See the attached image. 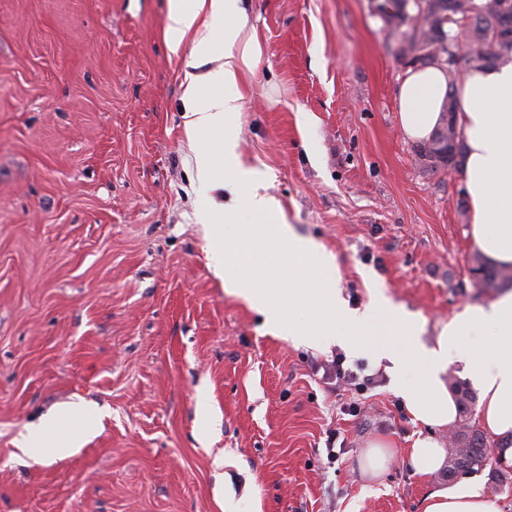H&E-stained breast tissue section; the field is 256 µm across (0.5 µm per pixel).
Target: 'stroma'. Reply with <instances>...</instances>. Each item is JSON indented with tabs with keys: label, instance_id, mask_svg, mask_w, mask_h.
<instances>
[{
	"label": "stroma",
	"instance_id": "obj_1",
	"mask_svg": "<svg viewBox=\"0 0 512 512\" xmlns=\"http://www.w3.org/2000/svg\"><path fill=\"white\" fill-rule=\"evenodd\" d=\"M375 6L250 0L260 53L230 88L238 151L295 233L335 255L348 306L385 301L431 344L489 296L467 272L462 176L422 172L401 128L407 69ZM165 10L0 0V512H224L228 494L240 512H423L437 484L408 451L426 429L393 377L360 396L326 384L338 346L270 333L215 276L200 211L222 204L234 233L251 218L196 178ZM78 403L101 416L82 448L21 452ZM378 438L395 456L372 477Z\"/></svg>",
	"mask_w": 512,
	"mask_h": 512
}]
</instances>
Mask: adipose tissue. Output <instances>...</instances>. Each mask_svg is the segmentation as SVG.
Segmentation results:
<instances>
[{
  "instance_id": "1",
  "label": "adipose tissue",
  "mask_w": 512,
  "mask_h": 512,
  "mask_svg": "<svg viewBox=\"0 0 512 512\" xmlns=\"http://www.w3.org/2000/svg\"><path fill=\"white\" fill-rule=\"evenodd\" d=\"M250 21L246 0H167L165 25L179 53L183 39L192 49L187 62L193 73L183 94L185 131L203 142L195 157L200 183L215 187L232 183L241 193L253 222L245 233L228 237L210 211L199 221L206 227L214 269L227 293L259 306L276 305V328L286 329L294 341L317 347L323 339H337L351 347L365 344L368 328L382 323L380 313L348 309L340 298L333 255L313 240L297 235L287 224L279 202L261 193L258 176L244 165L237 152L239 97L225 89L237 80L240 65L250 64L258 51L255 40H241ZM455 89L460 110L458 127L466 146L463 172L467 197L474 215L471 238L490 260L512 265V64L461 73L449 84L442 68L429 65L408 70L398 95L403 132L410 138H429L442 115L448 89ZM262 250L265 264L278 277L257 287L254 252ZM405 335L415 342L408 351L382 347L399 374L408 361L422 367L416 382H403L401 396L415 420L431 428L417 438L409 457L417 474L437 475L448 453L434 430L452 427L457 420L455 399L448 388V366L463 362L480 391L479 425L486 435L503 443L512 441V289H504L487 303L467 307L437 332L432 345L418 342L424 324L415 317L398 318ZM69 434L54 448L57 456L82 447L97 430L95 411L84 405L69 407L24 436L26 456L45 455L44 437L62 426ZM424 512H497L483 485L462 480L430 492Z\"/></svg>"
}]
</instances>
